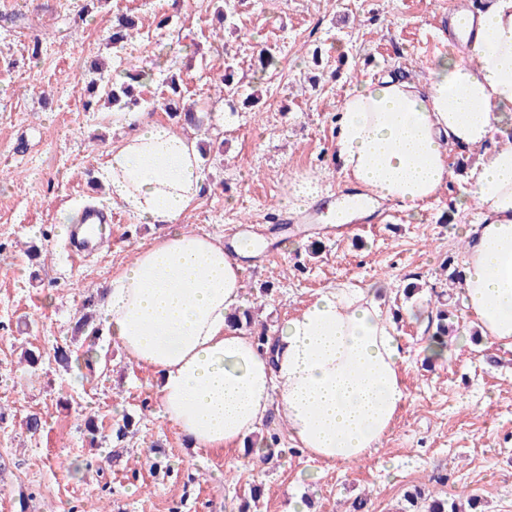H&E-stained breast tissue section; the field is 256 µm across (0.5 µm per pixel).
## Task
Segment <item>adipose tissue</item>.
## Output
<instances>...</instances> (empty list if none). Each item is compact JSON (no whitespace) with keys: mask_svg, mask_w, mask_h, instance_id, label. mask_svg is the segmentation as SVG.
Masks as SVG:
<instances>
[{"mask_svg":"<svg viewBox=\"0 0 512 512\" xmlns=\"http://www.w3.org/2000/svg\"><path fill=\"white\" fill-rule=\"evenodd\" d=\"M461 57H437L426 81L359 84L342 99L335 161L369 200L415 212L452 178L448 148H484L470 197L462 301L480 333L512 349V0H494ZM134 132L103 168L112 202L161 235L139 244L100 307L98 334L160 377L157 413L192 447L238 446L269 418L311 459L370 458L404 398L402 346L378 287L321 291L261 346L229 321L244 301L239 252L178 221L204 186L195 142L143 112H116Z\"/></svg>","mask_w":512,"mask_h":512,"instance_id":"1","label":"adipose tissue"}]
</instances>
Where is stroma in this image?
<instances>
[{
    "mask_svg": "<svg viewBox=\"0 0 512 512\" xmlns=\"http://www.w3.org/2000/svg\"><path fill=\"white\" fill-rule=\"evenodd\" d=\"M453 0H0V512H398L407 490L425 487L482 512H512V349L479 337L461 297L459 276L467 199L480 150H448L453 179L417 215L372 216L334 239L283 230L294 174L316 176L317 199L346 190L333 158L344 95L386 76L424 80L448 45L442 25ZM231 19L218 24L217 9ZM134 17L141 30L122 50L112 25ZM166 26H159V19ZM171 51L159 56L160 44ZM277 69L253 66L259 50ZM137 64L151 117L166 123L169 80L181 106L211 115L205 128L182 127L201 144L200 197L183 214L186 229L223 236L248 224L277 234L269 251L245 258V297L257 322H285L318 292L339 283L381 284V306L401 339L404 398L380 448L364 462L330 465L293 448L284 425L269 419L277 456L254 460L243 447L195 449L155 413L157 376L104 336L74 333L138 244L161 230L112 206V240L71 263L60 216L77 203H108L101 168L126 127L104 104L86 107L89 81L105 84ZM233 65L236 96L219 90ZM445 304L448 358L424 364L420 347L431 314ZM69 347L70 369L53 350ZM43 355L22 362L23 350ZM38 414L42 428L25 420ZM96 417L97 447L79 428ZM132 415L135 434L114 443L113 428Z\"/></svg>",
    "mask_w": 512,
    "mask_h": 512,
    "instance_id": "obj_1",
    "label": "stroma"
}]
</instances>
